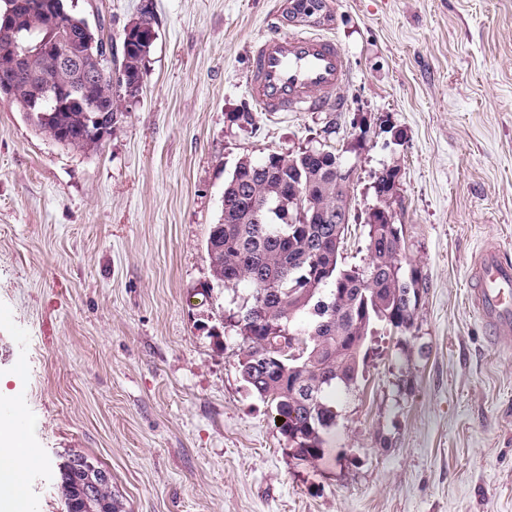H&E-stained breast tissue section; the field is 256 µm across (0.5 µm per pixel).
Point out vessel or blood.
Wrapping results in <instances>:
<instances>
[{
	"label": "vessel or blood",
	"instance_id": "1",
	"mask_svg": "<svg viewBox=\"0 0 512 512\" xmlns=\"http://www.w3.org/2000/svg\"><path fill=\"white\" fill-rule=\"evenodd\" d=\"M344 49L303 31L270 34L251 50L248 86L264 112H305L340 103L348 80ZM470 301L490 334L512 332V261L486 244L471 264Z\"/></svg>",
	"mask_w": 512,
	"mask_h": 512
}]
</instances>
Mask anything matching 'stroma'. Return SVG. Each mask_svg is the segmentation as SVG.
<instances>
[{
	"label": "stroma",
	"mask_w": 512,
	"mask_h": 512,
	"mask_svg": "<svg viewBox=\"0 0 512 512\" xmlns=\"http://www.w3.org/2000/svg\"><path fill=\"white\" fill-rule=\"evenodd\" d=\"M292 2L153 0L143 90L94 151L0 98V389L37 424L26 512H67L73 454L127 512H512V335L490 338L468 299L485 243L512 257V0ZM310 29L348 56L340 107L259 111L252 46ZM244 108L254 129L230 120ZM361 134L356 213L398 166L403 254L428 288L302 465L224 328L249 285L216 287L205 245L241 156Z\"/></svg>",
	"instance_id": "obj_1"
}]
</instances>
